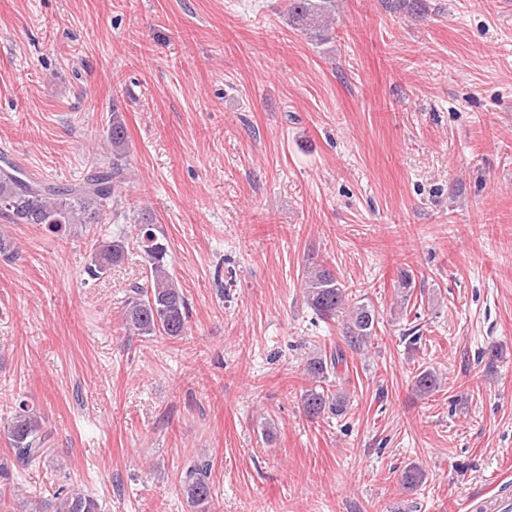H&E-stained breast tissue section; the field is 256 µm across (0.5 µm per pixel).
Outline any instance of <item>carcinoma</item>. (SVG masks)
I'll use <instances>...</instances> for the list:
<instances>
[{"label": "carcinoma", "mask_w": 512, "mask_h": 512, "mask_svg": "<svg viewBox=\"0 0 512 512\" xmlns=\"http://www.w3.org/2000/svg\"><path fill=\"white\" fill-rule=\"evenodd\" d=\"M336 0H291L289 17L309 37L322 40L335 21ZM107 137L112 161L89 167L74 183L41 182L29 178L10 163L0 167V215L13 224H42L52 231L72 224H101L109 217L124 214L125 160L128 149L127 128L120 113L112 112ZM136 242L147 262L146 279L130 286L123 323L139 336L177 339L185 335L189 311L184 294L170 272L167 247L157 235L156 225L145 221L137 225ZM129 251L126 232L96 238L89 244L87 273L97 279L124 262ZM303 289L307 304L326 320L343 318L345 343L352 351L363 349L376 333L375 309L368 303L348 304L347 287L329 267L316 264L304 269ZM346 363L344 351L337 347L329 353H317L308 359L305 372L313 386L306 389L301 402L307 417L325 414L339 416L347 409L346 396L326 388L338 378V366ZM438 385L428 370L414 377L415 390L422 396ZM12 449L13 465L28 468L50 455L49 435L27 404L17 403L5 429ZM210 463L195 462L184 474L183 490L189 503L199 512H209L213 500ZM54 512H100L97 501L79 490H72L54 505Z\"/></svg>", "instance_id": "1"}]
</instances>
